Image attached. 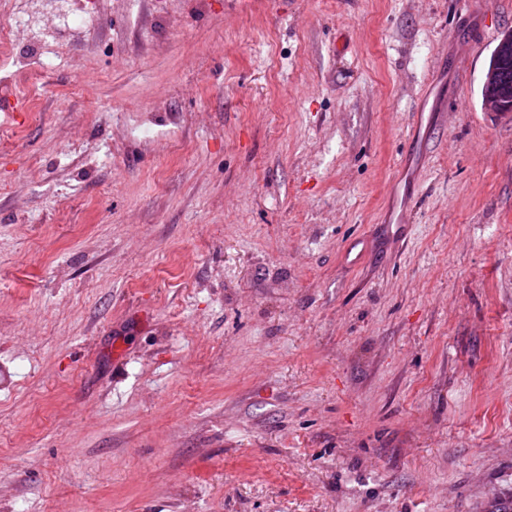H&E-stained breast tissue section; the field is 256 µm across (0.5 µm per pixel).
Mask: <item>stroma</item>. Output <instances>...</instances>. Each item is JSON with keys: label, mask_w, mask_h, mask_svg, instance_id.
Segmentation results:
<instances>
[{"label": "stroma", "mask_w": 512, "mask_h": 512, "mask_svg": "<svg viewBox=\"0 0 512 512\" xmlns=\"http://www.w3.org/2000/svg\"><path fill=\"white\" fill-rule=\"evenodd\" d=\"M15 15L0 512L512 495V123L481 100L512 0H0Z\"/></svg>", "instance_id": "35a3bbf8"}]
</instances>
